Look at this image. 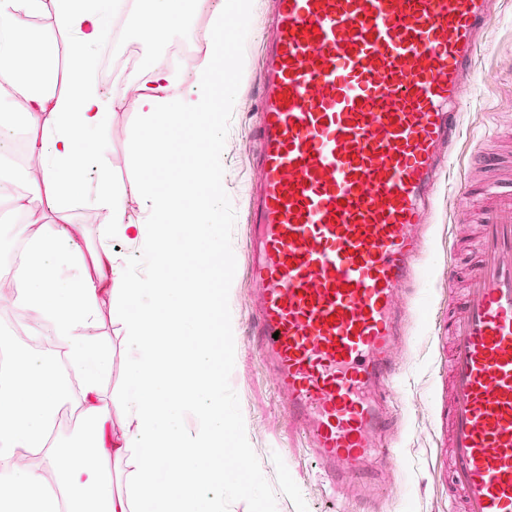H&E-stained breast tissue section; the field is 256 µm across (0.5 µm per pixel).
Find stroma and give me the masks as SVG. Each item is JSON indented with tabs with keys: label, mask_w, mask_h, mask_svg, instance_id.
Instances as JSON below:
<instances>
[{
	"label": "stroma",
	"mask_w": 512,
	"mask_h": 512,
	"mask_svg": "<svg viewBox=\"0 0 512 512\" xmlns=\"http://www.w3.org/2000/svg\"><path fill=\"white\" fill-rule=\"evenodd\" d=\"M44 2L43 12L30 18L29 24L55 44L56 89L62 92L67 88L73 47L56 26L60 0ZM257 112V86L247 76L236 96L222 153L223 186L236 213L232 233L236 273L229 292L235 365L230 383L240 401L247 439L276 491L277 512H449L453 503L436 463L442 441L436 410L446 373L440 339L448 304L443 267L454 262L458 274L463 275L474 265L477 218L485 188L512 185V0H502L488 20L474 74L460 99L461 135L435 193L436 232L420 284L422 299L412 310V331L398 348L401 369L391 385L400 428L398 468L371 503L332 491L326 477L303 455L288 429L287 399L259 363L246 277L248 228L244 213L247 185L253 176ZM136 123L134 112L113 113L107 145L96 153L91 170L72 188L63 212L38 207L39 223L80 224L86 242L97 245L103 241V212L93 204L96 170L111 165L115 186L127 187L133 161L129 132ZM97 333L112 346L105 386L112 394H121L132 385L134 354L124 340L123 320L110 304L100 308Z\"/></svg>",
	"instance_id": "stroma-1"
}]
</instances>
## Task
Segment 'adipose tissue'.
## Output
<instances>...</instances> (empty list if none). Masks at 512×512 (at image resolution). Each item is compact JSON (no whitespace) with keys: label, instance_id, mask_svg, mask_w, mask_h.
Returning <instances> with one entry per match:
<instances>
[{"label":"adipose tissue","instance_id":"ef3b65f1","mask_svg":"<svg viewBox=\"0 0 512 512\" xmlns=\"http://www.w3.org/2000/svg\"><path fill=\"white\" fill-rule=\"evenodd\" d=\"M43 0H0V126L11 125L16 100L25 103L29 133L26 150L33 162L29 195L61 210L70 186L82 174L79 142L87 137L103 143L110 133V101L86 62L101 43L105 17L98 0H68L56 17L60 32L73 39L70 74L73 89L54 91L55 55L28 21L43 9ZM174 0H148L145 14L130 18L138 39L154 44L172 32L167 22ZM215 58H202L188 77L190 92L168 64L155 60L150 78L125 106L139 115L130 132L134 146L129 193L118 192L110 170L98 180L95 204L104 210L107 235L157 251L172 264L174 225H192L207 233V207L185 209L178 189L158 193L153 175L159 157L146 136L170 111L206 122L215 98ZM147 201L139 222L127 218V199ZM27 263L9 274L12 291L0 294V305L32 312L51 327L52 343L68 358L81 379L83 427L78 438L63 444L49 439L46 426L64 397L47 358L20 351L14 337H0V356L12 371L0 379V512H224V473L202 471L224 447V396L204 382L209 373L213 297L206 283L183 288L134 281L127 277L109 247H89L77 224L22 225ZM124 313L125 340L137 353L131 368L133 388L120 403L101 392L110 365L106 345L95 333L101 304ZM136 313H127L129 303ZM188 336L191 352L181 357L167 339ZM121 412L122 433H114L113 414ZM196 425L186 428V415ZM176 460L159 478L160 453ZM133 465L129 488H115L113 463Z\"/></svg>","mask_w":512,"mask_h":512}]
</instances>
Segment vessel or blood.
Masks as SVG:
<instances>
[{"label":"vessel or blood","mask_w":512,"mask_h":512,"mask_svg":"<svg viewBox=\"0 0 512 512\" xmlns=\"http://www.w3.org/2000/svg\"><path fill=\"white\" fill-rule=\"evenodd\" d=\"M498 0H272L258 59L248 276L257 352L332 486L371 498L394 459L389 382L432 190ZM449 304L451 493L512 512V188Z\"/></svg>","instance_id":"vessel-or-blood-1"}]
</instances>
